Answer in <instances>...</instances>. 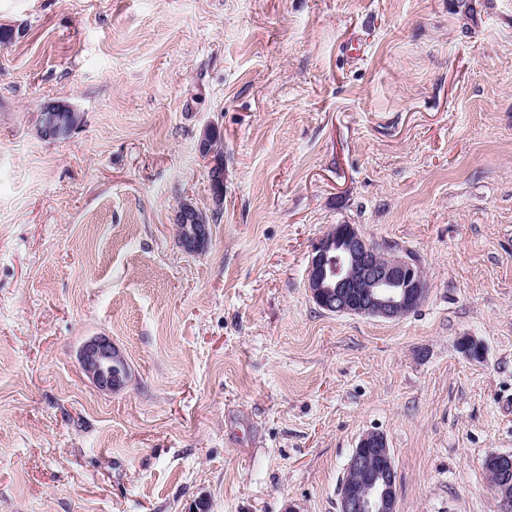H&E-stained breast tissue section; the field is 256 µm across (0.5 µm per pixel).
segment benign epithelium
I'll return each instance as SVG.
<instances>
[{
  "label": "benign epithelium",
  "instance_id": "7a95c632",
  "mask_svg": "<svg viewBox=\"0 0 512 512\" xmlns=\"http://www.w3.org/2000/svg\"><path fill=\"white\" fill-rule=\"evenodd\" d=\"M69 131L62 109L48 105L41 109L39 135L48 140ZM198 152L209 160L211 183L221 197L224 165L210 148V128L198 142ZM179 243L187 251H197L209 238V225L194 223L191 207L177 215ZM307 288L316 305L336 314L399 319L418 306L425 297L427 283L419 263L394 251H384L368 241L352 224H336L311 247ZM79 361L84 374L98 388L117 391L129 380L125 356L106 337L84 343ZM499 484H512V453L488 456ZM346 471L365 476L339 494V512H396V474L384 435L363 434L354 448Z\"/></svg>",
  "mask_w": 512,
  "mask_h": 512
}]
</instances>
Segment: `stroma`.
Listing matches in <instances>:
<instances>
[{
  "instance_id": "stroma-1",
  "label": "stroma",
  "mask_w": 512,
  "mask_h": 512,
  "mask_svg": "<svg viewBox=\"0 0 512 512\" xmlns=\"http://www.w3.org/2000/svg\"><path fill=\"white\" fill-rule=\"evenodd\" d=\"M1 25L0 512H338L369 431L397 512H499L512 0H0ZM50 101L67 139L37 133ZM186 204L220 213L195 252ZM336 224L418 257L415 311L314 303ZM97 336L120 391L81 369ZM42 114L39 117L38 133L39 135L48 140H64L57 139L62 133L69 131L67 122L77 128L83 123V116L80 112L75 110H66V119L61 112L62 109L48 105L43 106L41 109ZM67 120V121H66ZM76 128V129H77ZM75 129V130H76ZM74 130V131H75ZM54 140V141H55ZM210 138L216 154L222 156L219 148L221 135L216 127H206L204 129L198 142V152L202 158L207 159L208 161L210 160L208 170L211 175V183L213 186L214 194L216 195V199L217 201H220L222 192L221 185L224 183V165L213 158L215 153L210 148ZM196 217L206 224H194V215L189 206L183 207L177 215L179 243L187 251L199 250L209 238V217L198 210ZM79 361L84 374L101 390L117 391L128 383L127 360L106 337H94L85 342Z\"/></svg>"
}]
</instances>
